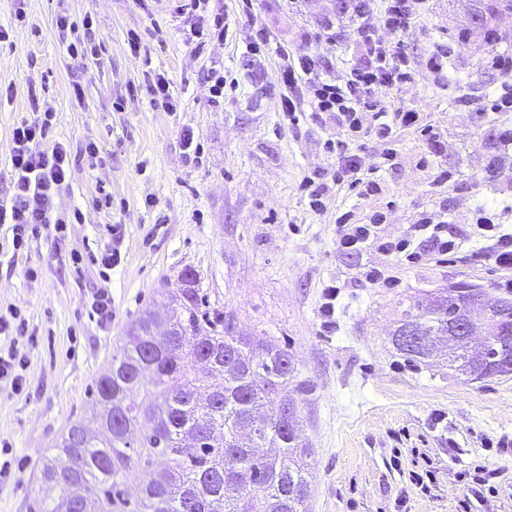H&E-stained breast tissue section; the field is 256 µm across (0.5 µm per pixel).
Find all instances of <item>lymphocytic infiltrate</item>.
Returning <instances> with one entry per match:
<instances>
[{
  "label": "lymphocytic infiltrate",
  "instance_id": "f902f5d3",
  "mask_svg": "<svg viewBox=\"0 0 512 512\" xmlns=\"http://www.w3.org/2000/svg\"><path fill=\"white\" fill-rule=\"evenodd\" d=\"M427 0H390L383 15H375L369 0H355L352 12L356 18L355 42L363 62L343 79H324L319 64L310 55L290 60L287 49H280L281 81L292 88L304 81L311 85L309 102L312 112L329 113L345 127L349 142H337L336 174L349 179L360 195L372 196L380 191L370 180V169L360 153L357 142L370 137L380 143L394 142L396 132L419 122L413 111H390L385 100L387 90L409 82L415 68H422L435 80L445 77L448 50L435 48L422 63H415L403 47L402 33L413 18L414 5ZM391 31L392 39H384L383 31ZM50 126L48 120L34 118L21 121L12 131L10 161L14 173L13 192L0 201V224L8 225L14 250L25 249L41 232L52 233L56 239L66 236V223L54 216L55 198L70 176L69 153L63 143L43 147ZM385 215L372 213L367 222L351 224L338 221L337 236L341 251L358 253L367 249L400 260L416 263L432 254L454 252L470 238L469 230H449L444 221L427 215L411 225L407 234L392 238L382 232ZM28 323L19 309L10 307L0 312V391L21 394L27 378L29 358L25 339Z\"/></svg>",
  "mask_w": 512,
  "mask_h": 512
}]
</instances>
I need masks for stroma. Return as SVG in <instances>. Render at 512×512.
<instances>
[{
    "label": "stroma",
    "instance_id": "35a3bbf8",
    "mask_svg": "<svg viewBox=\"0 0 512 512\" xmlns=\"http://www.w3.org/2000/svg\"><path fill=\"white\" fill-rule=\"evenodd\" d=\"M479 0H429L405 34L411 57L448 44V77L423 71L389 91L396 109L420 115L421 128L400 130L396 154L384 160L373 139L362 142L382 190L362 197L333 185L322 211H312L305 177H334L327 142L345 132L333 116L308 111L307 83L292 88L303 113L288 124L280 110V59L252 54L256 30L293 55H312L325 78L360 63L346 0H209L179 10L178 0H0V199L12 182V130L34 111L51 113L46 146L71 151L69 180L55 214L68 220L64 241L34 239L19 256L0 255V309L20 308L32 342L27 386L0 394V443L12 448L11 474L0 481V512H28L41 467L70 421L86 416L95 380L113 349L151 304H165L192 270L209 305L233 319L243 336L288 349L313 386L299 426L315 452L308 512H456L467 475H491L494 493L471 512H512V378L472 382L448 367L412 365L391 343L413 300L457 283L512 298V272L485 261L489 241L419 264L373 250L341 253L336 219L386 215L397 236L425 213L449 229L481 218L512 232V112L492 100L512 78L485 65L491 53L512 56V11L492 22L496 42L467 33ZM224 16V39L198 42L191 31ZM91 17L92 56L72 57L57 17ZM467 38L462 51L454 45ZM136 34L140 51L128 48ZM223 71L224 100L214 103L210 78ZM164 74L173 110L151 103L145 85ZM82 97H75L74 85ZM193 131L194 149L183 146ZM95 143V160L84 154ZM499 177L488 178L491 158ZM448 180L436 184L440 172ZM81 222H74V214ZM119 251L111 272L112 324L91 321L85 301L99 283L89 264L75 276L71 255ZM375 266L391 286L362 275ZM333 316L321 305L328 288ZM433 470L428 489L415 477Z\"/></svg>",
    "mask_w": 512,
    "mask_h": 512
}]
</instances>
